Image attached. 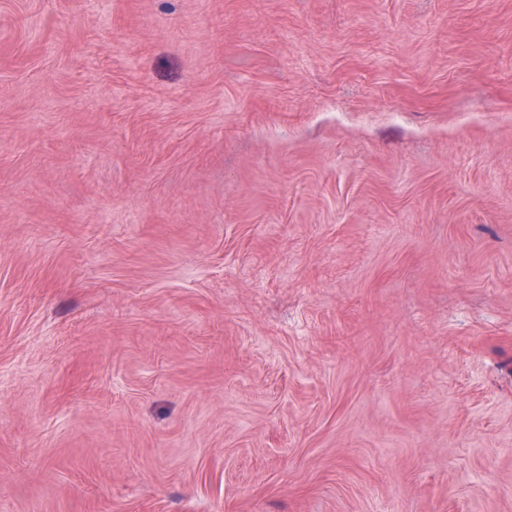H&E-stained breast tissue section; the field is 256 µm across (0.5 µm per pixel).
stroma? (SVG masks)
Wrapping results in <instances>:
<instances>
[{"label":"stroma","mask_w":512,"mask_h":512,"mask_svg":"<svg viewBox=\"0 0 512 512\" xmlns=\"http://www.w3.org/2000/svg\"><path fill=\"white\" fill-rule=\"evenodd\" d=\"M0 512H512V0H0Z\"/></svg>","instance_id":"35a3bbf8"}]
</instances>
